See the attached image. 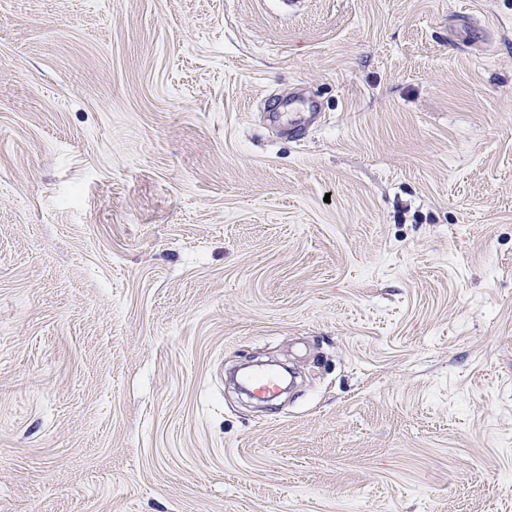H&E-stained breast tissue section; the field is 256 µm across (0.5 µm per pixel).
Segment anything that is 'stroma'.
Here are the masks:
<instances>
[{"label":"stroma","instance_id":"obj_1","mask_svg":"<svg viewBox=\"0 0 512 512\" xmlns=\"http://www.w3.org/2000/svg\"><path fill=\"white\" fill-rule=\"evenodd\" d=\"M0 512H512V0H0Z\"/></svg>","mask_w":512,"mask_h":512}]
</instances>
